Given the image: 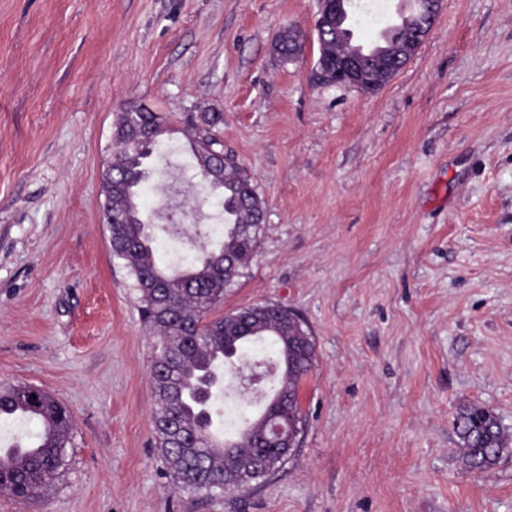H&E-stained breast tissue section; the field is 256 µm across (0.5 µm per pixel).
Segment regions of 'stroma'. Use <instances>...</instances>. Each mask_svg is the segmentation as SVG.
<instances>
[{
    "label": "stroma",
    "instance_id": "stroma-1",
    "mask_svg": "<svg viewBox=\"0 0 512 512\" xmlns=\"http://www.w3.org/2000/svg\"><path fill=\"white\" fill-rule=\"evenodd\" d=\"M317 0H0V387L72 419L66 462L0 512H512V457L460 461L461 405L512 434V0H444L380 90L320 86ZM300 50L283 61L279 34ZM216 131L264 202L219 313L297 311L306 426L250 488L177 489L155 439L154 340L101 221L120 105ZM145 210L178 261L222 233L177 139Z\"/></svg>",
    "mask_w": 512,
    "mask_h": 512
}]
</instances>
